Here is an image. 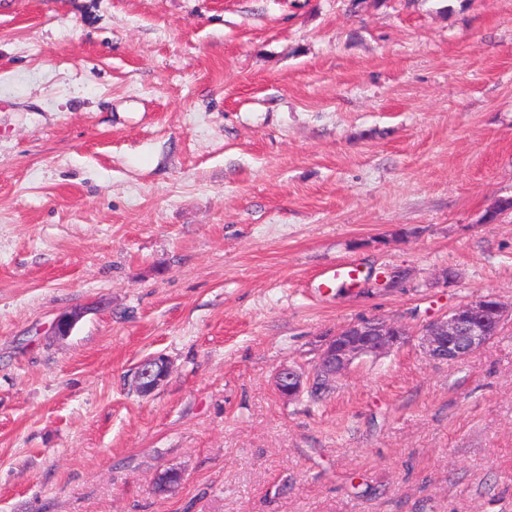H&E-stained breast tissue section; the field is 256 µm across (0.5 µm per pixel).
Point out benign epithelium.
I'll use <instances>...</instances> for the list:
<instances>
[{"instance_id": "benign-epithelium-1", "label": "benign epithelium", "mask_w": 512, "mask_h": 512, "mask_svg": "<svg viewBox=\"0 0 512 512\" xmlns=\"http://www.w3.org/2000/svg\"><path fill=\"white\" fill-rule=\"evenodd\" d=\"M407 273L392 270L376 280L372 288L389 292L402 286ZM507 307L494 294H483L463 302L445 315L422 324L412 332L397 320L361 318L344 325L325 340L314 365L313 376L288 365L274 377L278 394L295 401L311 390L313 377L331 384L343 375L354 361L363 357H381L415 337L423 353L431 360L453 365L483 349L492 339L491 327L501 328ZM84 310L72 309L60 313L52 325V334L65 337L83 317ZM171 366L162 354L149 355L138 362L130 373V386L137 394L151 395L168 378Z\"/></svg>"}]
</instances>
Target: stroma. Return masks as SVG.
Wrapping results in <instances>:
<instances>
[{
  "mask_svg": "<svg viewBox=\"0 0 512 512\" xmlns=\"http://www.w3.org/2000/svg\"><path fill=\"white\" fill-rule=\"evenodd\" d=\"M511 195L512 0H0V512H512V317L273 386L356 318L512 304ZM84 313V310L77 308L60 313L53 322L52 334L58 337L69 336ZM170 372L168 359L163 354H152L134 367L129 385L140 396H150L168 378Z\"/></svg>",
  "mask_w": 512,
  "mask_h": 512,
  "instance_id": "obj_1",
  "label": "stroma"
}]
</instances>
